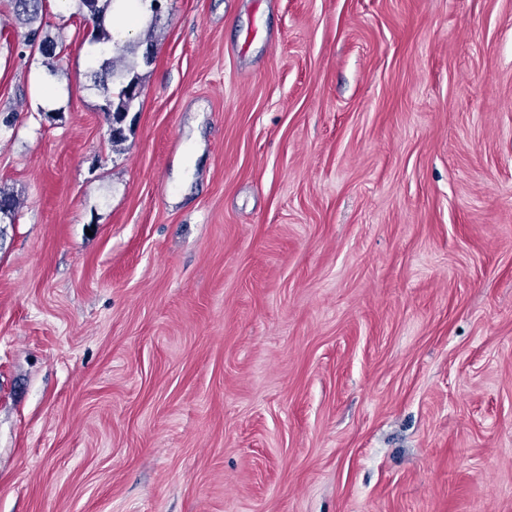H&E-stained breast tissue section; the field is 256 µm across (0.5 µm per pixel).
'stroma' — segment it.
<instances>
[{"instance_id": "35a3bbf8", "label": "stroma", "mask_w": 512, "mask_h": 512, "mask_svg": "<svg viewBox=\"0 0 512 512\" xmlns=\"http://www.w3.org/2000/svg\"><path fill=\"white\" fill-rule=\"evenodd\" d=\"M0 30V512H512V0ZM77 12L84 21L93 24L95 35L93 43L88 50L94 61L91 69L92 87L98 93L100 110L102 104H106L110 112L108 116V140L113 148H117L128 139L126 131H131V122L127 128L128 112L132 102V93L139 92L142 88V75L139 68L142 65L148 66L153 62L156 43L152 37L158 14L154 8V0H150L149 10L151 20L148 26V36L144 39H124L143 21L147 14V5L141 0H76ZM112 4L109 15L110 30L106 26V16ZM116 13L124 15L129 23L120 28L112 27V16ZM113 33L116 38L112 37ZM112 42V50L102 53V49ZM102 44V45H100ZM100 55V56H99ZM99 56V57H98Z\"/></svg>"}]
</instances>
